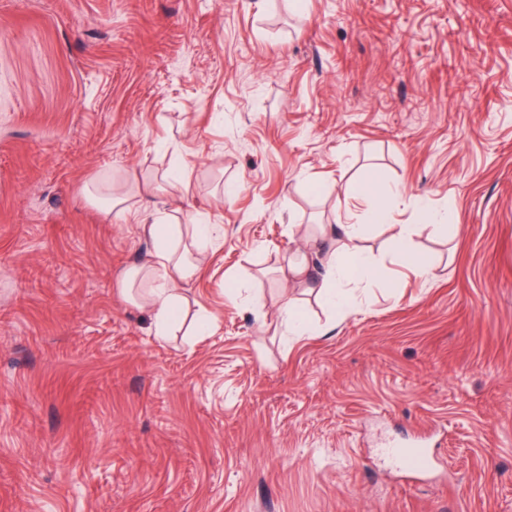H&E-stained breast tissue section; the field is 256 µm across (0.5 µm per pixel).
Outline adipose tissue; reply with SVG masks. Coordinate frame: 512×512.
I'll return each mask as SVG.
<instances>
[{
  "mask_svg": "<svg viewBox=\"0 0 512 512\" xmlns=\"http://www.w3.org/2000/svg\"><path fill=\"white\" fill-rule=\"evenodd\" d=\"M374 180V175H365L354 189L355 196L368 205L363 223L349 221L333 229L324 225L318 236L304 240L306 247L311 248L318 237L329 232L341 235V247L324 263L323 288L327 303L343 314L351 306L352 292L369 288L380 277L378 267L357 246L366 225L387 224L392 220L388 205L375 196ZM140 229L154 248L142 265L125 272L124 294L135 305L149 309L155 337L163 340L172 336L182 322V287L194 278L198 265L183 240L180 225L155 221L141 224Z\"/></svg>",
  "mask_w": 512,
  "mask_h": 512,
  "instance_id": "obj_1",
  "label": "adipose tissue"
}]
</instances>
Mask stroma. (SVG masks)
I'll return each instance as SVG.
<instances>
[{"label": "stroma", "mask_w": 512, "mask_h": 512, "mask_svg": "<svg viewBox=\"0 0 512 512\" xmlns=\"http://www.w3.org/2000/svg\"><path fill=\"white\" fill-rule=\"evenodd\" d=\"M369 170L439 267L368 226L340 318L284 271ZM176 207L224 235L158 340L120 274ZM0 512H512V0H0Z\"/></svg>", "instance_id": "35a3bbf8"}]
</instances>
